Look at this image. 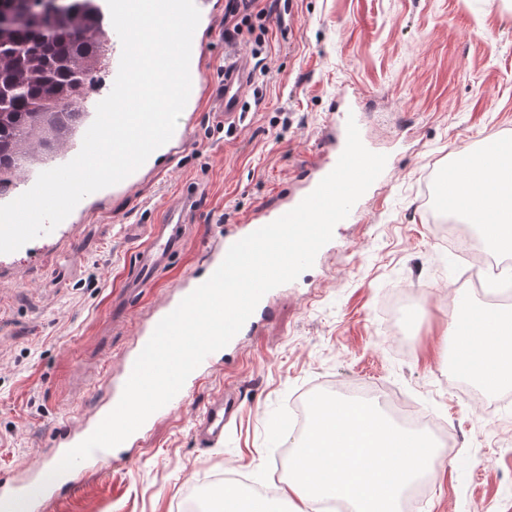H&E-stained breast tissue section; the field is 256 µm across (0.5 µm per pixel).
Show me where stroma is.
Returning <instances> with one entry per match:
<instances>
[{"mask_svg": "<svg viewBox=\"0 0 512 512\" xmlns=\"http://www.w3.org/2000/svg\"><path fill=\"white\" fill-rule=\"evenodd\" d=\"M264 29H242L237 52L262 39L267 75H254L247 117L226 130L201 102L180 154L137 189L86 196L54 234L0 255V475L58 464V429L93 421L108 404L138 329L201 269L214 236L256 210L272 213L323 153L321 134L341 94L364 100L371 138L388 148L391 177L359 223L343 225L319 265L283 289L269 320L214 358L207 385L154 420L130 464L80 467L46 512H182L219 473L243 496L272 487L281 512L294 400L323 384L390 386L446 425L455 451L430 478L418 512H512V388L498 405L459 399L441 338L460 264L434 228L432 172L495 137H512V16L503 0H258ZM199 200L200 229L125 309L113 298L132 271L147 225L182 194ZM394 290L413 294L409 350L384 315ZM229 385L241 411L220 444L199 446L194 421L212 388Z\"/></svg>", "mask_w": 512, "mask_h": 512, "instance_id": "35a3bbf8", "label": "stroma"}]
</instances>
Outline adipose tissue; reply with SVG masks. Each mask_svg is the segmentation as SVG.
I'll return each instance as SVG.
<instances>
[{"label":"adipose tissue","mask_w":512,"mask_h":512,"mask_svg":"<svg viewBox=\"0 0 512 512\" xmlns=\"http://www.w3.org/2000/svg\"><path fill=\"white\" fill-rule=\"evenodd\" d=\"M457 174V187L444 197L448 206L477 224L494 248L511 245L512 138L486 144L477 156L460 162ZM447 334L471 379L495 388L512 386L511 310L468 308L466 319H452Z\"/></svg>","instance_id":"ef3b65f1"}]
</instances>
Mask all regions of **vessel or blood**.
I'll return each instance as SVG.
<instances>
[{
	"instance_id": "1",
	"label": "vessel or blood",
	"mask_w": 512,
	"mask_h": 512,
	"mask_svg": "<svg viewBox=\"0 0 512 512\" xmlns=\"http://www.w3.org/2000/svg\"><path fill=\"white\" fill-rule=\"evenodd\" d=\"M201 19L197 28L203 38H212L218 28L219 16L212 0H195ZM192 89L186 104L187 111H194L201 101L215 104L223 113L225 122L236 123L243 117L242 103L250 82L249 63L241 54L228 55L224 58V76L221 82H214L205 72V62L199 51H192L190 60ZM346 113H338L336 129L327 144L330 154L314 164L301 192L286 197V209H293L310 194L319 182L335 167L346 144ZM185 123H178L172 138L155 150L138 171L116 184V191H132L144 174L153 172L167 159L173 158L186 138ZM193 206L192 197H183L167 213L161 223L151 225L147 244L140 248L135 257L136 273L125 284L127 294L139 293L165 269L170 258L180 252L186 242L190 228L186 222V213ZM272 217L264 212H257L241 225L234 234H224L216 246L205 255L207 271H215L223 261L229 247L239 238L271 223ZM240 395L231 388L224 387L212 391L201 413L197 417L196 431L201 443L208 447L216 446L224 439V427L237 416ZM39 480L38 470H28L23 479L4 481L0 479V497L9 499L25 493L27 487Z\"/></svg>"
}]
</instances>
